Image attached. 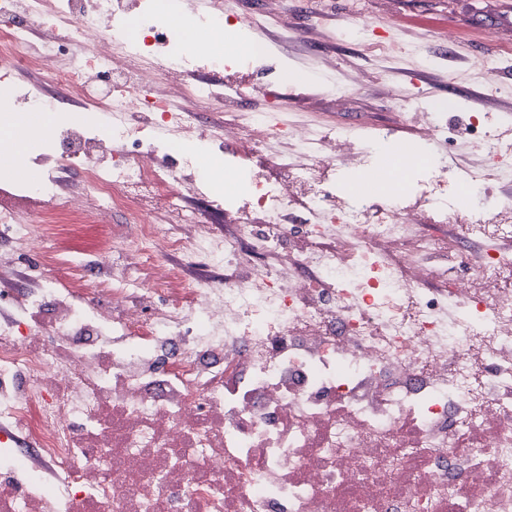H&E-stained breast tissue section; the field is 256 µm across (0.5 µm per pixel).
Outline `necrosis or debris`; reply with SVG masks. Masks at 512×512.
<instances>
[{
	"label": "necrosis or debris",
	"instance_id": "4bbe7bcc",
	"mask_svg": "<svg viewBox=\"0 0 512 512\" xmlns=\"http://www.w3.org/2000/svg\"><path fill=\"white\" fill-rule=\"evenodd\" d=\"M189 23L171 28L157 0H0V81L33 70L108 118L50 128L59 149L27 156L42 176L12 183L0 234L21 252L52 225L122 211L114 247L135 271L73 267L20 292L0 256L17 309L0 320V512H512V295L481 288L512 270L493 247L512 238V209L471 202L512 177V139L490 144L485 168L422 169L413 208L399 183L337 194L317 130L273 110L219 134L188 123L184 101L260 94L247 68L267 55L254 43L232 72L199 42L223 30L224 0ZM254 129L265 144L229 160L253 189L222 211L241 230L223 234L189 203L212 176L184 145L217 152ZM284 137L305 161L267 150ZM299 199L311 246L295 255L286 210ZM445 224L460 228L453 262L468 264L466 242L486 249L432 296L418 254L443 248ZM416 232L419 251L379 248ZM249 237L296 275L255 263ZM172 253L241 273L190 283ZM23 436L35 453L18 452Z\"/></svg>",
	"mask_w": 512,
	"mask_h": 512
}]
</instances>
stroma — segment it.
Wrapping results in <instances>:
<instances>
[{
	"mask_svg": "<svg viewBox=\"0 0 512 512\" xmlns=\"http://www.w3.org/2000/svg\"><path fill=\"white\" fill-rule=\"evenodd\" d=\"M294 27L274 24L255 30L265 0H226L224 16L236 38L263 37L267 68L288 69L294 82L269 78L264 97L238 103L241 112L277 109L288 124L323 132L326 150L343 155L344 139L370 146L386 141L379 157L387 166L400 142H411L426 163L449 161L461 170L481 164L492 138L512 135V49L488 38L487 24L512 13V0H282ZM402 48L397 61L383 58L378 41ZM495 57L496 72L473 75L476 63ZM439 107L441 132L427 136L417 112ZM233 110V111H236ZM231 110L193 112L202 128L214 130ZM128 216L108 224H66L53 237L57 263L44 266L42 243H33L16 265L30 280L57 277L59 266L98 263L99 273L126 267L122 253L105 252Z\"/></svg>",
	"mask_w": 512,
	"mask_h": 512,
	"instance_id": "obj_1",
	"label": "stroma"
}]
</instances>
